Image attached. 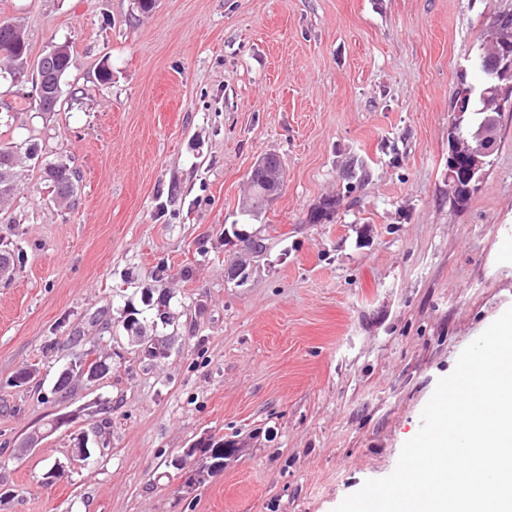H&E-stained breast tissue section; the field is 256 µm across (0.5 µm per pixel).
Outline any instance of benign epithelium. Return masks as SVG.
<instances>
[{
    "instance_id": "7a95c632",
    "label": "benign epithelium",
    "mask_w": 512,
    "mask_h": 512,
    "mask_svg": "<svg viewBox=\"0 0 512 512\" xmlns=\"http://www.w3.org/2000/svg\"><path fill=\"white\" fill-rule=\"evenodd\" d=\"M490 42L499 45L512 42V20L503 17L493 24V33ZM63 45L55 44L42 56L38 72L34 76L35 94L44 106L54 105L61 94L62 72L54 69L57 58L61 55ZM482 69L495 83L494 98H489L487 92H482L486 108L492 111H502L505 106L512 105V54L507 50L493 49L482 61ZM496 140V130L492 126L485 127L476 139L458 137L450 139V168L448 169V191L454 192L460 184H465L470 190L478 187L482 180L488 157L492 154ZM256 252L245 248L230 261L227 273L237 277L243 268L253 261ZM68 368L72 372L88 381H97L104 378L111 365L99 362L92 365L89 362L70 363ZM88 455V437L80 432L74 437V448L66 461L56 462L53 472L59 473L76 464L78 459Z\"/></svg>"
}]
</instances>
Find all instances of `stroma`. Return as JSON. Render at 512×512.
<instances>
[{
  "instance_id": "35a3bbf8",
  "label": "stroma",
  "mask_w": 512,
  "mask_h": 512,
  "mask_svg": "<svg viewBox=\"0 0 512 512\" xmlns=\"http://www.w3.org/2000/svg\"><path fill=\"white\" fill-rule=\"evenodd\" d=\"M503 14L512 0H0L30 60L63 43L75 60L53 112L0 77V145L37 151L0 207V245L24 255L0 280V512H333L389 475L512 307V108L468 203L448 193L451 100ZM267 153L284 182L250 215ZM59 162L79 174L62 203ZM234 225L268 239L242 284ZM147 288L172 296L155 361L121 328ZM105 352L106 378L56 391ZM82 431L90 464L43 484ZM210 433L240 451L188 487L164 462Z\"/></svg>"
}]
</instances>
